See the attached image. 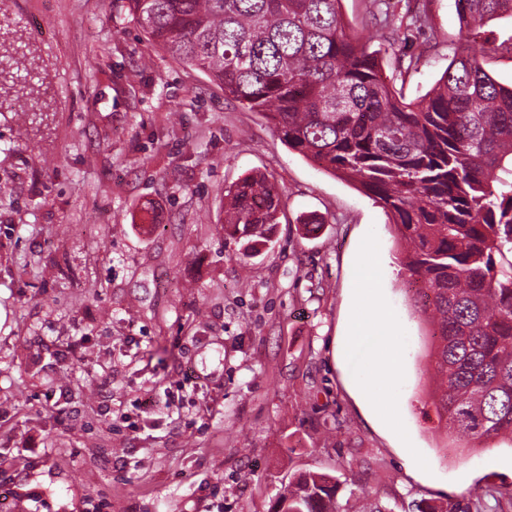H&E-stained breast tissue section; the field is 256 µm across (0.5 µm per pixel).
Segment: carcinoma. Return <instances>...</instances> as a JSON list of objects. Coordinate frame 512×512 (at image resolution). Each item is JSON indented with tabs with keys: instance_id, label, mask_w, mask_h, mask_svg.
I'll list each match as a JSON object with an SVG mask.
<instances>
[{
	"instance_id": "obj_1",
	"label": "carcinoma",
	"mask_w": 512,
	"mask_h": 512,
	"mask_svg": "<svg viewBox=\"0 0 512 512\" xmlns=\"http://www.w3.org/2000/svg\"><path fill=\"white\" fill-rule=\"evenodd\" d=\"M341 0H127L142 30L224 93L264 113L289 148L375 197L419 286L430 325L434 386L423 411L452 448L512 444V85L459 47L417 103L395 98L378 51L346 31ZM464 27L512 19V0H455ZM22 37L0 40V107L36 122L43 82ZM224 232L244 256L272 242L282 188L251 173L225 190ZM504 493L473 502L412 501L406 512H490ZM272 512H395L335 477L299 473Z\"/></svg>"
}]
</instances>
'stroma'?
Listing matches in <instances>:
<instances>
[{"mask_svg": "<svg viewBox=\"0 0 512 512\" xmlns=\"http://www.w3.org/2000/svg\"><path fill=\"white\" fill-rule=\"evenodd\" d=\"M418 5L433 37L374 36L370 0L340 5L404 102L464 42L512 83L511 19L467 30L455 0ZM0 13L48 90L26 136L0 112V512H270L304 470L399 503L512 491L511 446L446 448L422 413L432 338L373 197L171 58L126 0ZM252 171L285 205L273 248L247 257L224 233V190ZM367 241L402 338L395 430L340 355Z\"/></svg>", "mask_w": 512, "mask_h": 512, "instance_id": "1", "label": "stroma"}]
</instances>
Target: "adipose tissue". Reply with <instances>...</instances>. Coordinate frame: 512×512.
<instances>
[{
  "label": "adipose tissue",
  "mask_w": 512,
  "mask_h": 512,
  "mask_svg": "<svg viewBox=\"0 0 512 512\" xmlns=\"http://www.w3.org/2000/svg\"><path fill=\"white\" fill-rule=\"evenodd\" d=\"M358 301L352 320V334L346 349H359L365 337V327L374 320L387 317L386 307L372 295L371 289L357 291ZM378 347L372 358L366 360L361 377L355 384L360 393L383 414L386 424L397 427L398 417L387 397V390L401 373L402 354L395 330L381 331L376 335Z\"/></svg>",
  "instance_id": "obj_1"
}]
</instances>
